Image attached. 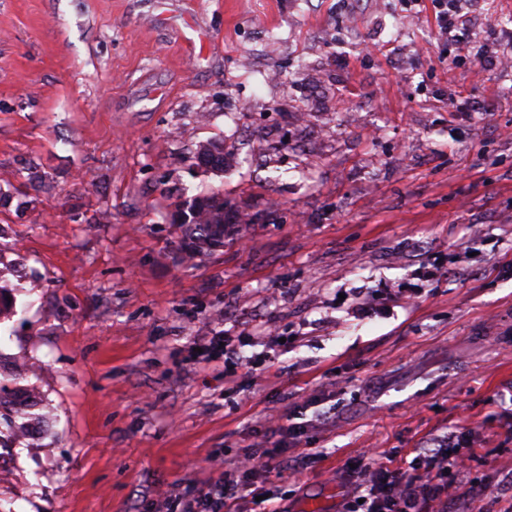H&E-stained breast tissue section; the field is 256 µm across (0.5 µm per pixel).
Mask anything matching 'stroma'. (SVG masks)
Listing matches in <instances>:
<instances>
[{
	"mask_svg": "<svg viewBox=\"0 0 512 512\" xmlns=\"http://www.w3.org/2000/svg\"><path fill=\"white\" fill-rule=\"evenodd\" d=\"M511 25L469 9L472 45ZM208 191L253 221L187 263L175 206ZM0 273V383L23 368L50 410L0 512H158L214 453L279 446L272 403L327 416L282 448L286 512H343L347 459L446 434L475 454L456 502L512 505V71L455 60L431 11L0 0ZM209 328L288 341L228 391L192 358Z\"/></svg>",
	"mask_w": 512,
	"mask_h": 512,
	"instance_id": "1",
	"label": "stroma"
}]
</instances>
